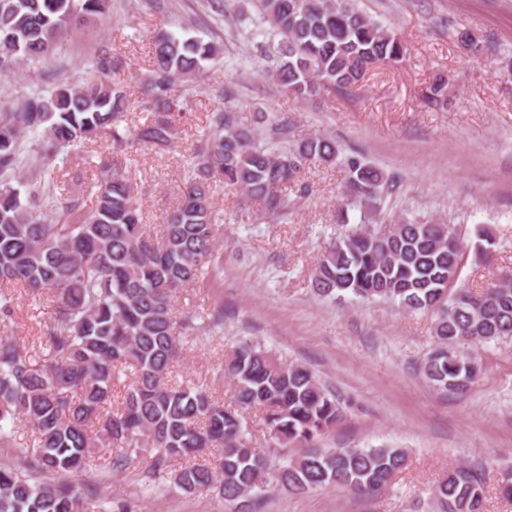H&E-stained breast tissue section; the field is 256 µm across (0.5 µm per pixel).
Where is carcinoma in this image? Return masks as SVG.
Segmentation results:
<instances>
[{
    "instance_id": "obj_1",
    "label": "carcinoma",
    "mask_w": 512,
    "mask_h": 512,
    "mask_svg": "<svg viewBox=\"0 0 512 512\" xmlns=\"http://www.w3.org/2000/svg\"><path fill=\"white\" fill-rule=\"evenodd\" d=\"M256 2L258 48L276 62L277 84L299 100L350 90L371 65L404 57L400 39L359 0ZM108 8L109 0H0V70L50 60L59 38ZM219 54L212 42L157 29L141 92L150 113L143 123L128 120L132 103L123 86L101 79L122 68L108 45L83 81L60 80L48 95L0 113V320L14 315L17 291L52 308L42 336L47 359L35 362L0 336V445L11 446L24 429L33 441L26 468L0 467V512H85L96 489L73 485L70 475L94 464L122 472L144 463L146 479L165 473L188 493L214 488L241 502L240 512H251L271 485L293 494L336 487L374 496L407 465L403 448L317 447L344 416L339 396L309 368L285 364L253 341L240 342L221 363L235 381L233 405L190 381L172 382L184 344L224 322L221 307L199 324L175 316L178 291L222 268L214 179L280 214L283 186L304 167L338 158L326 136L288 148L287 125L263 115L257 122L269 125L268 135L258 137L224 90V107L210 113L206 139L186 159L176 206L153 233L141 221L122 155L141 144L175 143L183 110L175 86ZM26 135L43 160L36 180L19 171ZM99 136L111 140L112 158L96 166L93 210L85 213L84 198L73 195L49 216L43 199L70 175L53 161L70 152L80 159ZM342 165L348 195L378 210L389 177L359 156ZM466 248L453 224L405 222L384 232L360 226L325 250L312 287L332 301H389L432 314L435 346L424 372L436 388L463 392L477 375L464 346L512 337V284L453 288ZM120 384L124 394L114 405ZM246 412L260 416L272 439L302 453L271 463L254 445ZM103 448L109 456L99 463ZM486 485L482 467L449 470L431 491L434 512H484Z\"/></svg>"
}]
</instances>
